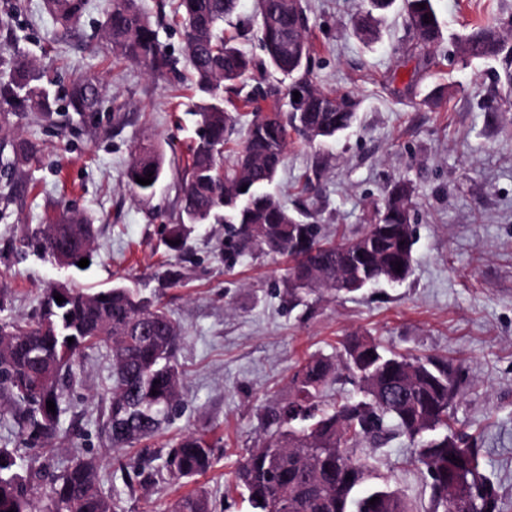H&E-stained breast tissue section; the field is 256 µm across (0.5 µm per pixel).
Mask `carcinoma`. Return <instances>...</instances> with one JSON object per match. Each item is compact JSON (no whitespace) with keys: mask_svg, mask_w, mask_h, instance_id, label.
Listing matches in <instances>:
<instances>
[{"mask_svg":"<svg viewBox=\"0 0 512 512\" xmlns=\"http://www.w3.org/2000/svg\"><path fill=\"white\" fill-rule=\"evenodd\" d=\"M395 2L364 0L355 20L362 41H378L380 17ZM46 7L59 26L70 30L86 0H46ZM236 7L237 0H175L186 59L204 98L195 111L200 135L190 146L181 214L169 225L166 247L182 249L184 226L193 220L233 224L239 250L288 258L295 301L311 291L353 293L357 280L371 286L386 283L397 275L398 262L402 271L412 272L410 183H396L376 222L339 244L321 240L316 225L302 221L269 192L285 157L288 130L321 144L350 129L358 110L351 93L323 92L309 80L308 18L301 0H256L255 13L268 62L294 79L288 95L299 92V105H289L285 115L280 107L254 113L239 150L232 158L224 155L238 125V117L224 110V85L245 81L254 68L252 59L224 37V21ZM402 9L415 34V48L426 50L441 42L443 24L433 0H402ZM101 27L116 55L155 71L172 65L140 0H105ZM456 48L464 61L490 63L498 98L512 99V12L470 25L457 37ZM99 108L93 78L72 76L59 98L34 61L0 48L1 120L20 112L50 117ZM163 172L162 153L142 148L126 170L127 184L144 194ZM148 173L153 183L136 182ZM91 223L74 210L63 212L54 232L43 237L46 256L75 255L90 241ZM181 340L179 324L158 298L124 285L99 291L69 288L52 324L0 322V396L8 402L0 416L11 415L30 446L54 438L65 376L85 351L109 345L113 375L106 390L107 433L112 445L133 447L155 437L167 419L165 411L180 400L183 373L175 356ZM343 375L362 399L327 402L325 390ZM456 390L446 360L409 356L363 336H347L336 359L310 356L293 368L288 400L266 410L267 438L239 461L233 483L253 512H413L374 458L356 456L358 442L381 448L397 435L409 441L414 463L430 478L433 512H501L495 486L480 471L475 440L448 429ZM49 400L55 403L53 413L47 410ZM21 452L0 448V512H116L112 498L101 491L94 460L78 458L58 475L43 467L21 474L16 471ZM212 464L206 435L188 433L173 442L163 468L171 477L191 482ZM373 497L378 501L371 505ZM170 512H211L210 502L204 491L194 490Z\"/></svg>","mask_w":512,"mask_h":512,"instance_id":"1","label":"carcinoma"}]
</instances>
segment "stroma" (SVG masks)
Segmentation results:
<instances>
[{"label":"stroma","mask_w":512,"mask_h":512,"mask_svg":"<svg viewBox=\"0 0 512 512\" xmlns=\"http://www.w3.org/2000/svg\"><path fill=\"white\" fill-rule=\"evenodd\" d=\"M142 2L172 68L157 72L114 56L99 26L103 0H87L84 17L65 35L44 0H0V20L9 23L1 46L62 77H97L103 98L101 111L83 117L31 112L0 123V287L7 290L0 320L34 319L46 292L60 285L97 290L139 281L181 325L177 360L186 369L181 401L162 433L114 448L105 437L103 398L112 357L105 347L87 351L73 366L75 385L63 393L54 448L39 464L58 473L75 457L94 458L120 512H171L189 485L160 471L130 487L122 467L143 457L163 463L175 438L200 432L214 445V465L198 483L215 512H249L230 478L237 459L262 443L264 410L287 399L298 361L334 355L344 336L358 334L448 360L460 380L452 422L476 439L480 469L497 488L502 512H512V111H495L488 65L463 63L454 44L484 14L512 11V0H435L443 39L424 53L415 51L400 15L368 46L352 32L361 0H305L314 84L353 93L360 106L337 141L311 146L291 135L273 191L288 209L312 213L328 236L352 238L391 187L407 181L417 243L404 283L338 297L314 293L297 306L288 301L286 259L239 252L225 225H189L184 249L166 251L199 96L172 0ZM253 14L254 0H239L224 24L256 63L240 93L224 94L225 109L243 126L254 112L287 102L290 84L268 68L255 31L246 30ZM27 140L40 153L21 163L16 148ZM148 143L163 150L165 165L146 197L129 188L124 173ZM315 169L319 179L301 193ZM66 207L94 219L84 268L51 261L38 241L21 243ZM170 268L181 274L174 288L164 279ZM357 453L375 455L416 512H432L430 479L410 464L405 438L374 451L363 444Z\"/></svg>","instance_id":"obj_1"}]
</instances>
